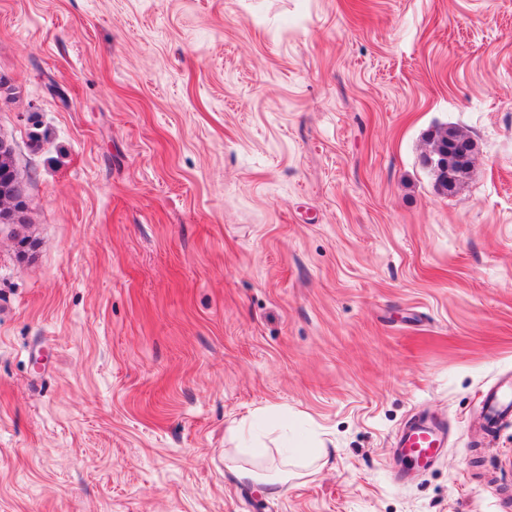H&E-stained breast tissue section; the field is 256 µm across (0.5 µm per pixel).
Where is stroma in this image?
Instances as JSON below:
<instances>
[{
	"label": "stroma",
	"instance_id": "1",
	"mask_svg": "<svg viewBox=\"0 0 512 512\" xmlns=\"http://www.w3.org/2000/svg\"><path fill=\"white\" fill-rule=\"evenodd\" d=\"M0 76V512H512V0H0ZM459 129L454 127H448V128H440L435 130L434 132L429 134L428 141L430 145V153L429 155H424V164H426L430 169L433 171V166L430 165V160H437L438 156H448V168L445 163H438V168L442 171V173L446 176H448V181L440 180L436 174L435 175V185L438 191H440L443 194H448V185L451 184L454 181V171L450 162V155H448V137L449 138H455L460 134ZM512 414V382L507 389L492 387L481 401L479 418L495 428ZM444 447L441 425L425 416H417L403 426L392 449L393 456L410 462L416 469H427ZM234 474L240 481L261 484L265 489V494L271 498L284 494L288 488V481L300 475L298 471L288 468L278 470L274 474H269L256 467L245 465L237 466Z\"/></svg>",
	"mask_w": 512,
	"mask_h": 512
}]
</instances>
